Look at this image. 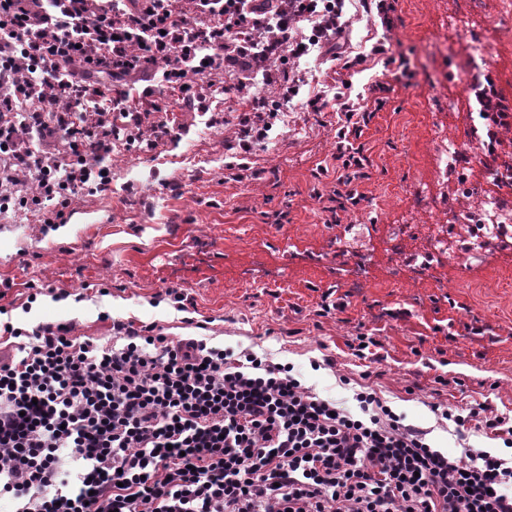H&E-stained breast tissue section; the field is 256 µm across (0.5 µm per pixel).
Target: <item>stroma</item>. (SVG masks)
Returning a JSON list of instances; mask_svg holds the SVG:
<instances>
[{"label": "stroma", "instance_id": "1", "mask_svg": "<svg viewBox=\"0 0 512 512\" xmlns=\"http://www.w3.org/2000/svg\"><path fill=\"white\" fill-rule=\"evenodd\" d=\"M459 8L460 0H396L385 26L354 0L345 49L363 62L340 76L310 60L307 85L253 145L242 178L225 176L237 120L220 96L212 107L224 112L223 124L178 112L177 140L148 152L117 142L111 190L85 197L64 235L32 216L0 221L8 319L25 329L69 323L104 345L114 342L113 320L154 322L174 341L203 337L293 366L305 387L352 410L354 393L372 389L442 451L468 445L512 455L502 440L471 424L455 428L432 409L483 404L512 417V253L491 246L480 261L446 263L419 279L397 270L382 241L417 186L442 183L435 131L466 139L467 113L512 102V39L491 47L489 86L475 93L462 84L465 45L448 38V16ZM379 41L406 60L411 77L371 56ZM345 81L355 95L379 82L387 92L349 139L364 158L363 169L346 173L362 201L330 223L316 196L338 178L337 117L305 111L303 102L334 98ZM358 217L374 232L371 256L357 268L336 247ZM32 283L68 296H41L23 310ZM172 287L182 290L184 310L167 299ZM192 319L209 320L208 330L189 327ZM361 332L379 340L376 360L353 354ZM443 377L451 386L440 385Z\"/></svg>", "mask_w": 512, "mask_h": 512}]
</instances>
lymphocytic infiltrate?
Masks as SVG:
<instances>
[{"mask_svg":"<svg viewBox=\"0 0 512 512\" xmlns=\"http://www.w3.org/2000/svg\"><path fill=\"white\" fill-rule=\"evenodd\" d=\"M192 2L0 0V218L63 224L109 190L104 159L134 143L141 105L157 141L172 104L232 95L247 151L298 96L294 59L354 66L337 49L347 0ZM258 73L277 99L248 93ZM112 332L121 349L68 323L0 325V499L18 512H512V459L444 454L375 393L353 412L251 353Z\"/></svg>","mask_w":512,"mask_h":512,"instance_id":"obj_1","label":"lymphocytic infiltrate"}]
</instances>
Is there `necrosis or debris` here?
Wrapping results in <instances>:
<instances>
[{
  "label": "necrosis or debris",
  "mask_w": 512,
  "mask_h": 512,
  "mask_svg": "<svg viewBox=\"0 0 512 512\" xmlns=\"http://www.w3.org/2000/svg\"><path fill=\"white\" fill-rule=\"evenodd\" d=\"M501 131L489 113H470L469 136L483 143L476 156L455 135L438 131L436 165L440 170L452 172L453 179L437 195L418 192L413 209L402 223L391 225L387 237L390 250L398 251L414 235L420 216L433 215L426 249L408 256L416 275L429 276L444 262L464 263L475 259L490 244L504 251L512 250V167L504 168L497 163V136ZM475 164L492 175L496 188L487 195L480 209L467 210L462 201L472 192L468 170Z\"/></svg>",
  "instance_id": "necrosis-or-debris-1"
}]
</instances>
